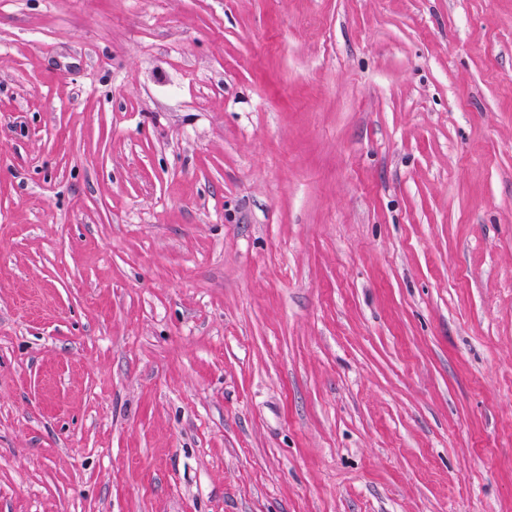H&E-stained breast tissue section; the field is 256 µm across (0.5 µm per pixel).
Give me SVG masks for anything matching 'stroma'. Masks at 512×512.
Returning <instances> with one entry per match:
<instances>
[{
	"label": "stroma",
	"instance_id": "obj_1",
	"mask_svg": "<svg viewBox=\"0 0 512 512\" xmlns=\"http://www.w3.org/2000/svg\"><path fill=\"white\" fill-rule=\"evenodd\" d=\"M0 512H512V0H0Z\"/></svg>",
	"mask_w": 512,
	"mask_h": 512
}]
</instances>
